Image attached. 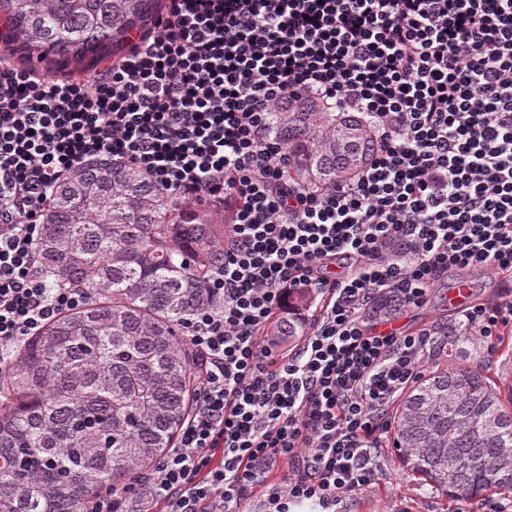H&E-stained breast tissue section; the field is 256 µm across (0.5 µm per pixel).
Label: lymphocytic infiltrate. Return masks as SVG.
I'll return each instance as SVG.
<instances>
[{"label":"lymphocytic infiltrate","mask_w":512,"mask_h":512,"mask_svg":"<svg viewBox=\"0 0 512 512\" xmlns=\"http://www.w3.org/2000/svg\"><path fill=\"white\" fill-rule=\"evenodd\" d=\"M311 97L366 114L371 162L322 190L284 181L267 118ZM143 171L231 214L186 324L197 403L173 448L93 512H342L379 480L389 411L436 328L397 327L451 268L512 280V0H167L122 54L54 78L0 54V374L78 289L35 242L54 185L88 161ZM492 339L512 292L460 310ZM305 332L291 344L287 318Z\"/></svg>","instance_id":"obj_1"}]
</instances>
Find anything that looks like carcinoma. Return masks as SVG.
Here are the masks:
<instances>
[{
  "label": "carcinoma",
  "instance_id": "cac0c4a2",
  "mask_svg": "<svg viewBox=\"0 0 512 512\" xmlns=\"http://www.w3.org/2000/svg\"><path fill=\"white\" fill-rule=\"evenodd\" d=\"M160 2L0 0V18L17 35L11 54L82 68ZM266 135L286 146V178L303 188L349 179L377 145L363 113L308 98L271 113ZM226 229L119 161H90L55 185L38 256L51 287L87 302L28 337L0 376V512H87L174 445L197 385L182 327L218 303L209 280ZM393 443L402 469L452 502L510 493L512 387L504 401L479 368L430 371L398 405Z\"/></svg>",
  "mask_w": 512,
  "mask_h": 512
}]
</instances>
